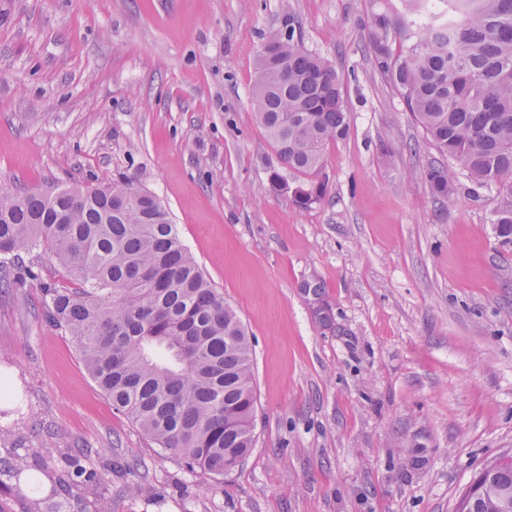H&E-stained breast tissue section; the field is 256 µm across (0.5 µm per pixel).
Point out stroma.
I'll return each instance as SVG.
<instances>
[{
    "label": "stroma",
    "instance_id": "obj_1",
    "mask_svg": "<svg viewBox=\"0 0 512 512\" xmlns=\"http://www.w3.org/2000/svg\"><path fill=\"white\" fill-rule=\"evenodd\" d=\"M397 0H0V182L127 178L156 195L252 343L255 443L229 474L159 460L46 321L0 291V413L25 459L98 449L112 512H458L512 455V243L498 186L423 173L443 158L367 47ZM344 81L346 138L303 209L249 93L285 14ZM115 469H107V462ZM274 185L285 192H290L296 204L307 208L320 201L326 194V185L324 182H315L313 180L302 182L295 187H291L288 181L280 176L274 180Z\"/></svg>",
    "mask_w": 512,
    "mask_h": 512
}]
</instances>
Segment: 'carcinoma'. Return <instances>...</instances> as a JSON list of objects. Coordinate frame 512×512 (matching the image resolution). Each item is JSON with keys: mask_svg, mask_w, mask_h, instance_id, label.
Wrapping results in <instances>:
<instances>
[{"mask_svg": "<svg viewBox=\"0 0 512 512\" xmlns=\"http://www.w3.org/2000/svg\"><path fill=\"white\" fill-rule=\"evenodd\" d=\"M401 0L367 24L375 68L402 97L450 166L424 178L444 199L454 168L505 191L497 234L512 238V0ZM250 106L282 163L305 176L345 138L343 80L302 43L292 14L269 32L256 59ZM274 185L307 208L326 194L313 180ZM67 281L42 276L34 252ZM35 282L43 314L76 342L112 408L191 474L235 470L254 444L252 344L236 311L183 243L166 207L128 179L83 190L17 192L0 183V288ZM98 451L67 456L77 487L99 482ZM477 512H512V468L486 466Z\"/></svg>", "mask_w": 512, "mask_h": 512, "instance_id": "carcinoma-1", "label": "carcinoma"}]
</instances>
